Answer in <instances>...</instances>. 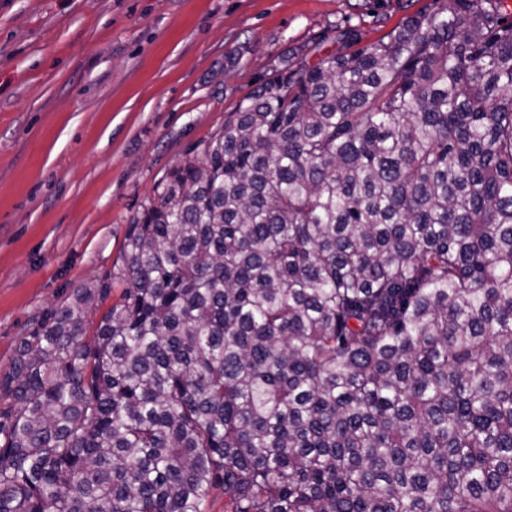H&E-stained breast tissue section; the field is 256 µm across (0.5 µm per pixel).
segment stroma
Segmentation results:
<instances>
[{"label": "stroma", "instance_id": "obj_1", "mask_svg": "<svg viewBox=\"0 0 512 512\" xmlns=\"http://www.w3.org/2000/svg\"><path fill=\"white\" fill-rule=\"evenodd\" d=\"M431 2L0 0V374L44 312L118 270L157 183L261 79Z\"/></svg>", "mask_w": 512, "mask_h": 512}]
</instances>
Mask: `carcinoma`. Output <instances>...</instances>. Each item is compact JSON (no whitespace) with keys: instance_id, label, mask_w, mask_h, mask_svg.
<instances>
[{"instance_id":"carcinoma-1","label":"carcinoma","mask_w":512,"mask_h":512,"mask_svg":"<svg viewBox=\"0 0 512 512\" xmlns=\"http://www.w3.org/2000/svg\"><path fill=\"white\" fill-rule=\"evenodd\" d=\"M434 3L275 70L21 339L0 512H512V21Z\"/></svg>"}]
</instances>
